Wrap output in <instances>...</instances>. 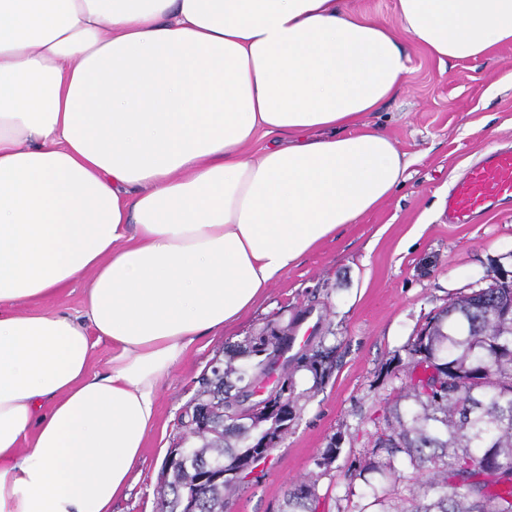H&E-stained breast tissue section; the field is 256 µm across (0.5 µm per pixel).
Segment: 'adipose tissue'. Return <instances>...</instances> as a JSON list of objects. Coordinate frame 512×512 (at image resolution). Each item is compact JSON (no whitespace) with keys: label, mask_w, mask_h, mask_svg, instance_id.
Segmentation results:
<instances>
[{"label":"adipose tissue","mask_w":512,"mask_h":512,"mask_svg":"<svg viewBox=\"0 0 512 512\" xmlns=\"http://www.w3.org/2000/svg\"><path fill=\"white\" fill-rule=\"evenodd\" d=\"M395 10L442 62L512 43V0ZM408 71L340 0H0V512H111L169 369L399 186L362 117ZM89 278L78 279L62 288L57 294L47 296L40 301L25 305V311H39L46 313H66L72 317L83 319L85 291ZM89 338L94 344L89 359V371L91 373H105L111 366L112 344L104 339L99 340L94 334L90 335Z\"/></svg>","instance_id":"1"}]
</instances>
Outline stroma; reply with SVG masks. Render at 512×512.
Returning a JSON list of instances; mask_svg holds the SVG:
<instances>
[{"instance_id":"1","label":"stroma","mask_w":512,"mask_h":512,"mask_svg":"<svg viewBox=\"0 0 512 512\" xmlns=\"http://www.w3.org/2000/svg\"><path fill=\"white\" fill-rule=\"evenodd\" d=\"M405 86L364 122L383 127L407 163L400 186L377 208L302 256L253 308L224 331L200 337L161 382L155 424L112 512H159L158 491L178 422L227 349L269 325L311 327L303 354L327 353L315 384L294 373L298 417L287 437L229 499L225 512H281L293 479L316 483L317 512H345L382 485L354 471L372 446L396 388L408 376L405 347L428 318L500 276L512 281V202L472 224L448 221V193L492 149H512V43L478 60L440 63L408 36ZM88 278L34 303L82 317ZM329 464L318 456L329 444Z\"/></svg>"}]
</instances>
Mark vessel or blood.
<instances>
[{"label":"vessel or blood","mask_w":512,"mask_h":512,"mask_svg":"<svg viewBox=\"0 0 512 512\" xmlns=\"http://www.w3.org/2000/svg\"><path fill=\"white\" fill-rule=\"evenodd\" d=\"M496 199H512V150L485 154L456 182L448 193V221L471 223Z\"/></svg>","instance_id":"b4317fda"}]
</instances>
